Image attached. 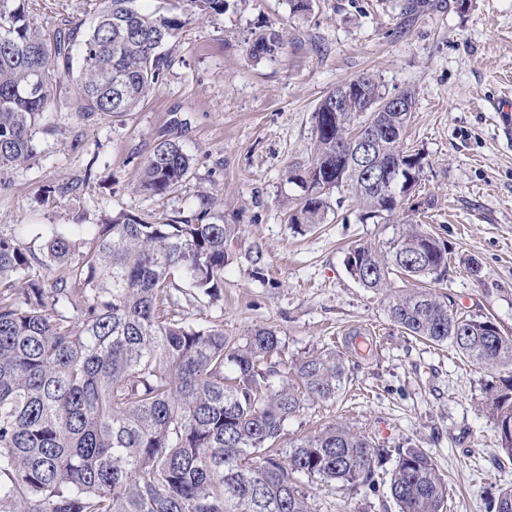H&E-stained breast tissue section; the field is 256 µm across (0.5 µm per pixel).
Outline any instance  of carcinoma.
I'll return each mask as SVG.
<instances>
[{"instance_id":"obj_1","label":"carcinoma","mask_w":512,"mask_h":512,"mask_svg":"<svg viewBox=\"0 0 512 512\" xmlns=\"http://www.w3.org/2000/svg\"><path fill=\"white\" fill-rule=\"evenodd\" d=\"M26 0H0V192L36 154L34 136L51 105V71L72 70L74 112H130L156 89L168 60L164 46L178 18L138 11L134 0H106L83 38L75 29L49 36ZM191 13L222 15L228 0H186ZM277 32L248 46L255 60L278 58ZM401 111L358 112L326 93L313 119L309 166L288 171L305 192L320 183L346 188L362 219L393 216L423 172L405 149L415 93ZM379 125L370 157L356 162L367 121ZM191 158L172 140L144 162L137 190L165 195L187 178ZM380 174L390 191L374 189ZM201 197L187 217L123 211L96 224L91 239L46 231L36 254L0 235V512H309L295 475L355 487L370 481L381 451L344 424L275 448L288 418L309 400H331L345 378L344 360L324 351L288 364L278 332L246 338L190 318L167 317L165 304L186 281L194 298L224 294L228 243L236 224L211 213ZM324 196L303 197L289 223L326 220ZM264 275L260 247L246 255ZM350 277L382 295L391 322L410 336L452 344L491 377L486 408L494 423L512 419V336L488 316L460 315L438 288L448 280V250L409 221L390 238L366 241L346 256ZM411 279L417 288L395 285ZM293 379H288V371ZM387 494L398 512H443L448 485L432 456L399 451ZM489 512H512V488Z\"/></svg>"}]
</instances>
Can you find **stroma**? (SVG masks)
I'll use <instances>...</instances> for the list:
<instances>
[{"instance_id":"1","label":"stroma","mask_w":512,"mask_h":512,"mask_svg":"<svg viewBox=\"0 0 512 512\" xmlns=\"http://www.w3.org/2000/svg\"><path fill=\"white\" fill-rule=\"evenodd\" d=\"M406 0H312L304 14L288 0H230L221 15L188 13L183 0H135L136 8L177 17L156 91L134 111L81 120L72 77L51 83L50 118L32 162L14 171L0 193V234L22 232L32 251L48 226L86 231L109 214L189 213L200 195L214 198L225 223L239 225L224 272V300L191 316L243 337L275 328L288 358L326 348L344 357L347 379L335 399L308 402L277 442L325 425L350 424L390 455L427 449L448 482L447 512H486L487 499L512 486V459L497 448L486 410L485 372L449 345L407 335L390 321L381 295L348 274V248L390 237L405 221L423 225L448 246L446 292L454 310L494 318L512 334V140L495 120L512 98V0H426L406 14ZM103 0H29L45 33L88 30ZM279 32L283 54L250 58L254 34ZM363 74L386 94L416 92L405 144L423 156L418 186L389 223L362 222L348 193L331 191L325 223L291 228L282 197H301L289 167L311 161L313 112L321 97ZM177 141L192 171L173 192L136 189L158 141ZM70 193L48 197L50 189ZM262 246L265 275L245 259ZM311 512H397L386 493L305 478Z\"/></svg>"}]
</instances>
